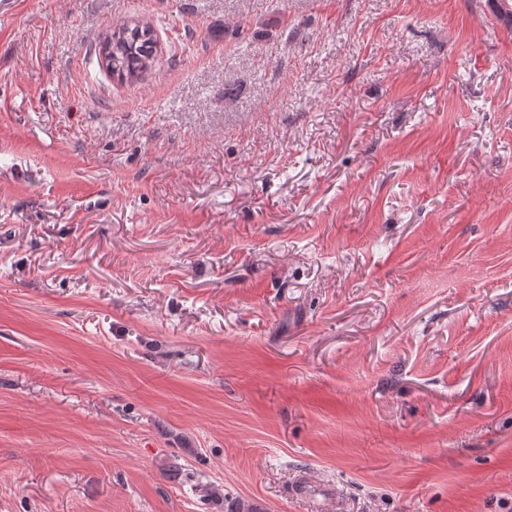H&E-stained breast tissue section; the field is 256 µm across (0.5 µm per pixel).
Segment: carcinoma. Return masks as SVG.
I'll return each instance as SVG.
<instances>
[{
  "label": "carcinoma",
  "instance_id": "cac0c4a2",
  "mask_svg": "<svg viewBox=\"0 0 512 512\" xmlns=\"http://www.w3.org/2000/svg\"><path fill=\"white\" fill-rule=\"evenodd\" d=\"M112 39L107 66L126 76L142 78L155 65L157 35L151 23L140 20L136 24L122 23L101 35L99 42Z\"/></svg>",
  "mask_w": 512,
  "mask_h": 512
}]
</instances>
